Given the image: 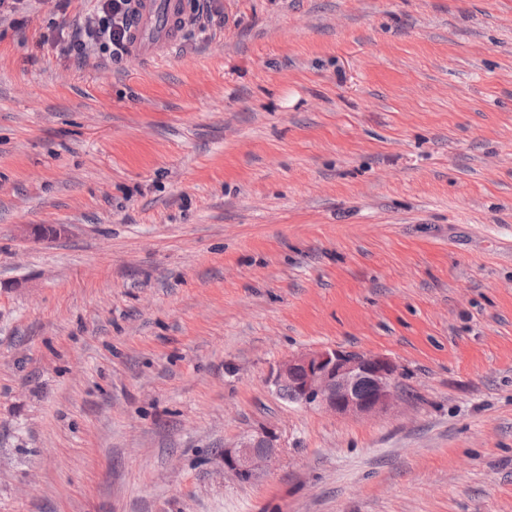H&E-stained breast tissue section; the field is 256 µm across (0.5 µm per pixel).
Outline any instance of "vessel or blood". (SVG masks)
I'll return each instance as SVG.
<instances>
[{"instance_id":"1","label":"vessel or blood","mask_w":512,"mask_h":512,"mask_svg":"<svg viewBox=\"0 0 512 512\" xmlns=\"http://www.w3.org/2000/svg\"><path fill=\"white\" fill-rule=\"evenodd\" d=\"M181 15L180 0H139L131 30L132 58L158 57L162 49L175 43L180 33L176 21Z\"/></svg>"}]
</instances>
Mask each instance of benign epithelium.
Listing matches in <instances>:
<instances>
[{
	"instance_id": "1",
	"label": "benign epithelium",
	"mask_w": 512,
	"mask_h": 512,
	"mask_svg": "<svg viewBox=\"0 0 512 512\" xmlns=\"http://www.w3.org/2000/svg\"><path fill=\"white\" fill-rule=\"evenodd\" d=\"M395 363L387 356L341 347L292 355L271 370L276 391L288 388L290 402L335 416L376 417L395 400ZM276 433L240 436L224 447V468L243 481L260 478L278 455Z\"/></svg>"
}]
</instances>
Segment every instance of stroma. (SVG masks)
<instances>
[{
  "instance_id": "stroma-1",
  "label": "stroma",
  "mask_w": 512,
  "mask_h": 512,
  "mask_svg": "<svg viewBox=\"0 0 512 512\" xmlns=\"http://www.w3.org/2000/svg\"><path fill=\"white\" fill-rule=\"evenodd\" d=\"M94 5L0 19V512H512V0H219L104 66ZM329 346L388 413L269 385ZM214 0H196L193 14L189 17H184L180 20V26H190L192 28H198L200 31H205L207 27L214 21L215 16H220V13L213 9L212 2ZM396 372L385 355L323 347L280 361L269 383L278 392L287 387L280 394L292 403L335 416L376 417L393 405ZM279 448L278 437L272 431L244 434L224 447V468L238 479L254 481L267 471Z\"/></svg>"
}]
</instances>
